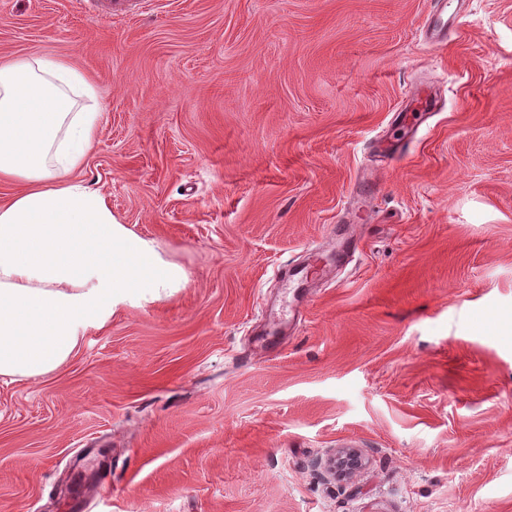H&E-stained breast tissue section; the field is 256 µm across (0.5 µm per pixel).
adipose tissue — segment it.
Listing matches in <instances>:
<instances>
[{
	"label": "adipose tissue",
	"instance_id": "obj_1",
	"mask_svg": "<svg viewBox=\"0 0 512 512\" xmlns=\"http://www.w3.org/2000/svg\"><path fill=\"white\" fill-rule=\"evenodd\" d=\"M93 85L68 62H0V378L49 374L119 307L172 295L185 269L78 176L100 128Z\"/></svg>",
	"mask_w": 512,
	"mask_h": 512
}]
</instances>
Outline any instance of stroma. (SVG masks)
Segmentation results:
<instances>
[{
    "mask_svg": "<svg viewBox=\"0 0 512 512\" xmlns=\"http://www.w3.org/2000/svg\"><path fill=\"white\" fill-rule=\"evenodd\" d=\"M431 9L0 0V60L94 85L81 176L189 276L0 379V512H512V0H464L439 45ZM363 203L335 283L294 294L281 266L332 260Z\"/></svg>",
    "mask_w": 512,
    "mask_h": 512,
    "instance_id": "35a3bbf8",
    "label": "stroma"
}]
</instances>
